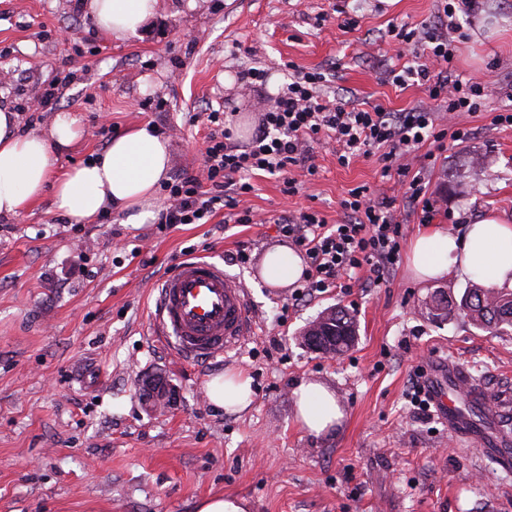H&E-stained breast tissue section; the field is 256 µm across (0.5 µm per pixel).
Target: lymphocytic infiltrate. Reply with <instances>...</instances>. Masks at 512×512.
Here are the masks:
<instances>
[{
    "label": "lymphocytic infiltrate",
    "instance_id": "lymphocytic-infiltrate-1",
    "mask_svg": "<svg viewBox=\"0 0 512 512\" xmlns=\"http://www.w3.org/2000/svg\"><path fill=\"white\" fill-rule=\"evenodd\" d=\"M395 37L408 44L417 40L430 44L438 73H430L425 65L406 67L403 73L427 81L436 108L420 105L393 112L380 104L349 107L322 95L326 81L322 72L292 75L274 110L263 113L248 146L238 145L231 128L220 126L219 113H208L207 120L215 130L205 148L203 173L198 177L179 174L164 184L168 203L159 213V228L204 224L224 207L234 210L235 223H251L250 211L239 206L241 197L253 189L249 175L262 171L276 176L282 181V193L294 194L296 183L288 172L300 166L308 175L316 174L310 148L324 134L335 137L339 164L378 152L383 176H396L403 200L421 209L423 216H430L434 206L421 176L411 174L401 159L425 141L440 144L449 137L461 139L460 131L441 128L439 115L479 110L477 98L482 88L454 78L446 28L424 23L412 29L403 26ZM342 207L350 219L340 224H326L324 218L312 212L296 217L283 215L276 220L279 233L305 252L304 294L336 287L351 290L362 270L367 271L373 285H382L400 259L403 226L392 200L374 197L368 186L360 185L349 190Z\"/></svg>",
    "mask_w": 512,
    "mask_h": 512
}]
</instances>
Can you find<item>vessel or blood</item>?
<instances>
[{"label": "vessel or blood", "mask_w": 512, "mask_h": 512, "mask_svg": "<svg viewBox=\"0 0 512 512\" xmlns=\"http://www.w3.org/2000/svg\"><path fill=\"white\" fill-rule=\"evenodd\" d=\"M152 334L188 360L212 359L240 346L252 333L255 316L243 285L221 263L186 258L162 280L152 312ZM429 395L451 433L480 442L484 453L502 468L512 467V436L476 421L472 409L496 404L500 415L512 413V394L491 397L469 384L447 360L426 365Z\"/></svg>", "instance_id": "1"}]
</instances>
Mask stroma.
<instances>
[{
    "mask_svg": "<svg viewBox=\"0 0 512 512\" xmlns=\"http://www.w3.org/2000/svg\"><path fill=\"white\" fill-rule=\"evenodd\" d=\"M442 8L441 0H166L117 43L98 35L83 0H0V106L18 112L25 132L49 133L60 111L77 118L81 135L57 151L58 170L147 123L170 142L171 174L197 175L206 113H230L247 145L293 66L324 72L327 95L344 104L429 105L424 86L388 78L428 63V49L401 46L390 31L436 24ZM448 38L459 79L479 77L492 91L480 111L457 113L464 140L428 142L404 158L425 178L430 222L396 201L377 155L341 166L332 137L312 148L316 176L289 170L293 196L275 176H252L249 226L224 208L209 223L165 230L113 211L77 224L48 192L0 217V512H196L219 493L248 498L253 512H512V471L450 435L438 415L420 419L410 401L411 376L432 356L475 383L512 390V334L432 307L437 296L460 300L470 276L453 268L423 283L403 258L380 287L305 298L260 276L265 253L284 241L279 215L315 211L341 223L342 200L362 184L394 198L408 241L430 225L462 235L488 213L512 224V126L492 123L512 114V0L457 11ZM252 67L265 70L264 83L245 84ZM49 87L53 107L30 109ZM241 248L250 256L243 266L231 259ZM188 251L241 281L256 317L254 336L207 363L182 362L152 334L156 289ZM334 307L355 318L357 336L330 358L300 334ZM229 370L251 380L245 412L207 399L210 377ZM152 378L174 388L171 409L155 412L144 400ZM304 381L327 385L344 405L337 433L315 437L296 424L293 392Z\"/></svg>",
    "mask_w": 512,
    "mask_h": 512,
    "instance_id": "stroma-1",
    "label": "stroma"
}]
</instances>
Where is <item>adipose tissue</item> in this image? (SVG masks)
<instances>
[{"instance_id":"obj_1","label":"adipose tissue","mask_w":512,"mask_h":512,"mask_svg":"<svg viewBox=\"0 0 512 512\" xmlns=\"http://www.w3.org/2000/svg\"><path fill=\"white\" fill-rule=\"evenodd\" d=\"M164 0H87L86 8L99 32L123 41L158 14ZM80 135L70 113H57L49 136L23 133L18 115L0 108V215L29 209L53 190L56 210L78 222L113 208L128 223L148 224L156 217L155 194L170 167L167 139L149 126L131 129L113 138L101 154L64 174L53 171L57 148ZM409 269L415 278L430 281L447 275L450 266L479 277L488 288H512V225L485 215L467 225L463 236L432 228L417 234L409 245ZM302 258L291 248H271L262 261L261 275L271 286L292 285L302 275ZM206 395L216 408L246 410L253 400L249 378L243 372H223L206 384ZM295 421L309 434L327 435L341 428L345 409L334 391L317 382H303L294 391Z\"/></svg>"}]
</instances>
